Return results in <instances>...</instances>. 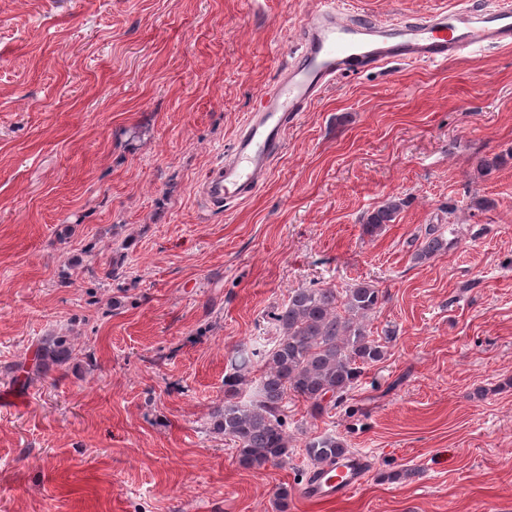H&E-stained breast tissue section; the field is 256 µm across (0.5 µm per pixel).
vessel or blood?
<instances>
[{
	"label": "vessel or blood",
	"instance_id": "obj_1",
	"mask_svg": "<svg viewBox=\"0 0 512 512\" xmlns=\"http://www.w3.org/2000/svg\"><path fill=\"white\" fill-rule=\"evenodd\" d=\"M512 43V0H497L481 12L460 8L431 16L423 23L385 26L352 21L336 9L317 4L303 18L299 55L241 124L233 148L201 186L210 207L222 209L252 196L269 175L285 145L288 129L336 80L355 74L364 64L393 58L443 63L473 48ZM364 461L356 455L313 472L302 494L330 501L363 482Z\"/></svg>",
	"mask_w": 512,
	"mask_h": 512
}]
</instances>
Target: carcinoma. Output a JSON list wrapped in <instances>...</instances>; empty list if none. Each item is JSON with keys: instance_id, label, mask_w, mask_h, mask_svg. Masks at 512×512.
I'll list each match as a JSON object with an SVG mask.
<instances>
[{"instance_id": "carcinoma-1", "label": "carcinoma", "mask_w": 512, "mask_h": 512, "mask_svg": "<svg viewBox=\"0 0 512 512\" xmlns=\"http://www.w3.org/2000/svg\"><path fill=\"white\" fill-rule=\"evenodd\" d=\"M400 206L396 199L378 206L362 224V233H381L395 221ZM446 248L447 240L429 226L415 260L427 261ZM383 301V292L366 281L341 293L331 287L297 288L273 316L277 336L271 347L262 355L244 347L235 352L224 374V405L214 411L213 426L232 444L241 467L260 469L288 459V396L309 403L311 414L320 416L348 396L366 368L383 360L385 345L368 329ZM69 356L66 337L47 338L36 371L61 366ZM249 384L253 397L243 402L240 395ZM305 452L319 465L332 464L349 450L335 435L324 434L308 440Z\"/></svg>"}]
</instances>
